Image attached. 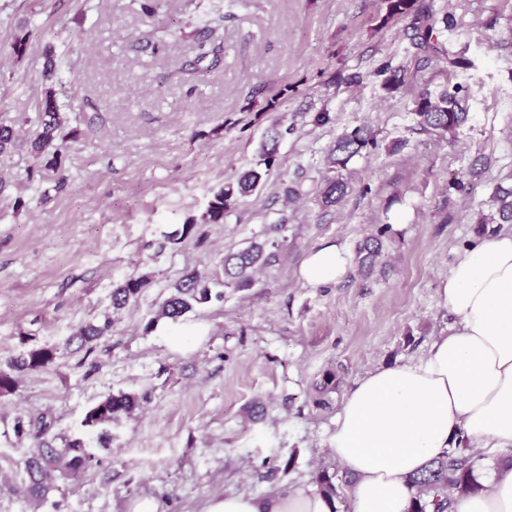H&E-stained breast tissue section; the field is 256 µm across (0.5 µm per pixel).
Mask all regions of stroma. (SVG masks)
<instances>
[{"label":"stroma","mask_w":512,"mask_h":512,"mask_svg":"<svg viewBox=\"0 0 512 512\" xmlns=\"http://www.w3.org/2000/svg\"><path fill=\"white\" fill-rule=\"evenodd\" d=\"M219 1L224 24L204 34ZM418 4L438 52L416 46L413 16L382 24L383 0H161L152 19L136 0H0V120L33 115L50 46L80 133L63 191L26 181V152L0 160V364L25 346L57 351L0 395V512H128L144 497L159 512H205L224 495L313 492L319 471L339 469L329 436L354 383L424 358L456 323L439 297L449 269L483 237L512 232L493 203L497 187H512V0ZM202 41L218 51L213 69L196 61ZM383 66L406 70L409 84L384 89ZM457 85L469 119L455 137L419 130L417 94ZM321 112L328 122L316 123ZM279 119L291 131L264 188L223 223H203ZM362 125L375 144L331 166L337 137ZM330 175L347 184L334 205L322 201ZM188 223L190 235L171 241ZM372 236L371 268L351 264L320 288L299 280L310 250L354 254ZM253 241L275 261L249 287L227 284L225 253ZM193 270L223 300L145 331ZM132 273L151 284L114 315L111 336L66 349ZM329 370L339 383L320 408ZM121 390L144 402L113 425L110 450L87 436L96 462L83 479L29 500L22 462L37 440L16 436L17 418L50 422L45 439L58 447L82 433L88 407Z\"/></svg>","instance_id":"1"}]
</instances>
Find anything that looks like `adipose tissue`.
<instances>
[{
	"mask_svg": "<svg viewBox=\"0 0 512 512\" xmlns=\"http://www.w3.org/2000/svg\"><path fill=\"white\" fill-rule=\"evenodd\" d=\"M344 245L311 250L299 269L306 286L343 279ZM440 295L458 324L427 356L369 372L349 392L329 445L353 474V512H407L408 478L455 446L458 435L486 453L512 447V235H488L465 251ZM479 491L456 512H512V470L477 466ZM320 493L212 499L205 512H334Z\"/></svg>",
	"mask_w": 512,
	"mask_h": 512,
	"instance_id": "ef3b65f1",
	"label": "adipose tissue"
}]
</instances>
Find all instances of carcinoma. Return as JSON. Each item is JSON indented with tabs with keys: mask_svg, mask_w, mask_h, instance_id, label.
Listing matches in <instances>:
<instances>
[{
	"mask_svg": "<svg viewBox=\"0 0 512 512\" xmlns=\"http://www.w3.org/2000/svg\"><path fill=\"white\" fill-rule=\"evenodd\" d=\"M386 4L384 20L415 14L416 19L423 20L418 26L420 33L419 45L423 48L438 50L431 43L434 25L430 23V15H422L417 8V0H383ZM386 74L384 87L398 90L408 84V73L404 69H383ZM56 75L52 46L45 50L44 81L50 83L45 88L37 109L35 122L37 129L32 137L24 139L20 136L17 124H25L28 117L20 116L10 124L0 122V159L12 156L24 149L33 156L38 165L26 170V179L38 176L56 177V188L65 185L62 174L68 151V141L78 139V130L64 132L66 117L60 112L57 90L51 85ZM414 115L417 125L424 130H433L440 135L453 134L468 119L466 100L460 98L455 91L446 90L437 96L422 92L414 100ZM276 123L272 134L264 139L259 151L257 167L240 173L236 178L224 183L209 202L202 215L205 223L220 224L224 222V213L230 207V201L236 196L247 197L257 191L264 177L274 168L278 156V146L283 135L291 131L290 127L280 129ZM373 143L371 130L365 126L357 127L341 136L333 149L339 157L332 159V164L343 165L352 156ZM347 185L336 179L328 180L324 192L327 203L339 201L346 193ZM495 202L500 220L512 223V189H498ZM274 258V254L266 252V244L253 242L246 248L224 256V274L235 279L240 287L251 283L250 271L258 265H265ZM150 284L146 275L132 273L112 289V312L117 313L126 308ZM212 299V291L207 280L198 272L187 274L160 305L156 314L151 317L144 331L149 332L157 327L162 319L177 322L196 305L204 304ZM112 318L105 315L100 323H86L79 326L67 344L77 343L82 349L112 332ZM55 351L48 348L23 351L7 361L8 370L0 369V392H10L16 387V375L36 372L53 362ZM141 398L124 391L106 395L102 400L89 408L81 420L83 429L93 432L103 445L112 440V425L124 417H130L140 407ZM482 456L469 447L465 438L458 440V445L449 449L448 453L431 461L425 470L410 479L414 489L408 512H455L458 496L464 495L474 488L473 472ZM94 456L86 449V442L81 437L67 438L61 448L43 447L36 449L23 462V471L28 479V493L36 498L45 497L52 489L55 479L74 480L93 466ZM337 473L323 470L315 477L318 492L333 499L339 495Z\"/></svg>",
	"mask_w": 512,
	"mask_h": 512,
	"instance_id": "1",
	"label": "carcinoma"
}]
</instances>
